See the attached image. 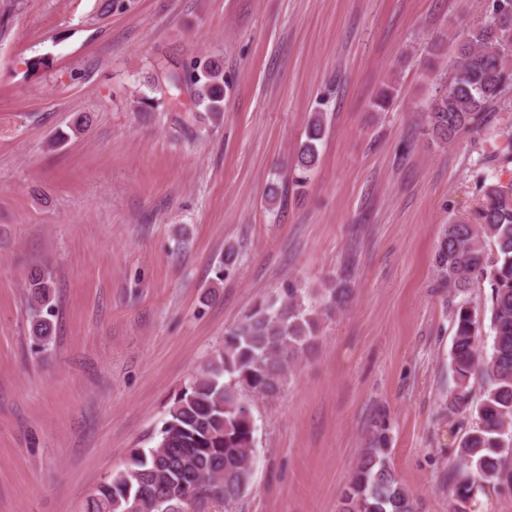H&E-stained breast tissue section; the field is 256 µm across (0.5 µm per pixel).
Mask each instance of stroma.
<instances>
[{"instance_id": "1", "label": "stroma", "mask_w": 512, "mask_h": 512, "mask_svg": "<svg viewBox=\"0 0 512 512\" xmlns=\"http://www.w3.org/2000/svg\"><path fill=\"white\" fill-rule=\"evenodd\" d=\"M0 0V512H84L254 304L287 284L345 281L313 355L274 399L254 398L249 490L209 512H338L364 449L384 436L418 512H453L449 415L454 298L436 252L474 222L478 174L512 156L465 133L442 146L422 112L447 66L425 46L487 0ZM220 58L211 125L189 94L150 120L129 101L156 60ZM48 68L31 69L32 61ZM400 91L382 112L385 85ZM328 128L311 181H291L310 113ZM88 112L58 148L55 131ZM286 190L270 209V183ZM237 260L216 271L227 248ZM51 272L56 332L30 334L26 282Z\"/></svg>"}]
</instances>
